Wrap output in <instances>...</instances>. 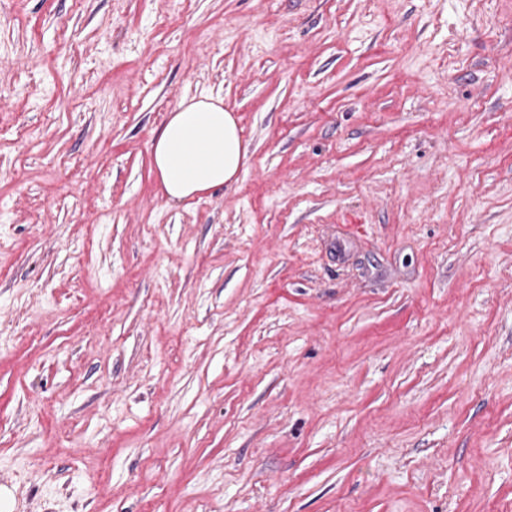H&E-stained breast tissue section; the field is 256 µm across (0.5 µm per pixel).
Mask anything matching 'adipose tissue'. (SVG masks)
<instances>
[{
	"label": "adipose tissue",
	"mask_w": 512,
	"mask_h": 512,
	"mask_svg": "<svg viewBox=\"0 0 512 512\" xmlns=\"http://www.w3.org/2000/svg\"><path fill=\"white\" fill-rule=\"evenodd\" d=\"M246 153L236 117L214 96L182 101L151 143L154 169L172 201L236 181Z\"/></svg>",
	"instance_id": "1"
}]
</instances>
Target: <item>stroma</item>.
Masks as SVG:
<instances>
[{
	"mask_svg": "<svg viewBox=\"0 0 512 512\" xmlns=\"http://www.w3.org/2000/svg\"><path fill=\"white\" fill-rule=\"evenodd\" d=\"M2 498L512 512V0H0ZM247 146L220 97L182 101L151 143L154 169L171 201L237 180Z\"/></svg>",
	"mask_w": 512,
	"mask_h": 512,
	"instance_id": "obj_1",
	"label": "stroma"
}]
</instances>
